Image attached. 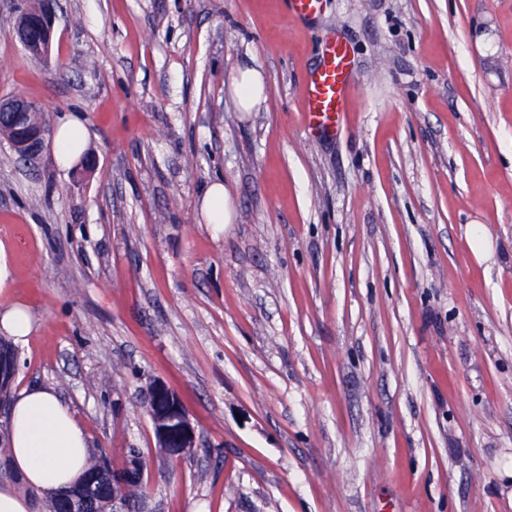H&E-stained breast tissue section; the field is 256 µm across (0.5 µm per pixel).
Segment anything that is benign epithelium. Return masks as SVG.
<instances>
[{
  "instance_id": "benign-epithelium-1",
  "label": "benign epithelium",
  "mask_w": 512,
  "mask_h": 512,
  "mask_svg": "<svg viewBox=\"0 0 512 512\" xmlns=\"http://www.w3.org/2000/svg\"><path fill=\"white\" fill-rule=\"evenodd\" d=\"M54 3L44 0L41 14L40 38L34 40L30 34L31 17L26 11L18 12L13 27L17 42L35 54L50 59L54 43ZM32 112L30 100L21 95L0 98V116H5L17 131L10 141V147L17 158L34 164L42 156L49 141L50 131L29 122ZM149 393L155 396V403L147 409L154 432L164 447L171 449L170 457L181 459L192 454L198 447L197 430L178 394L174 393L161 379L153 380Z\"/></svg>"
}]
</instances>
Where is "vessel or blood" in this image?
<instances>
[{"label": "vessel or blood", "mask_w": 512, "mask_h": 512, "mask_svg": "<svg viewBox=\"0 0 512 512\" xmlns=\"http://www.w3.org/2000/svg\"><path fill=\"white\" fill-rule=\"evenodd\" d=\"M350 49L331 41L325 46L319 68L307 79L304 94L309 122L316 128L333 132L344 116Z\"/></svg>", "instance_id": "obj_1"}]
</instances>
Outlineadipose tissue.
I'll return each mask as SVG.
<instances>
[{
    "label": "adipose tissue",
    "mask_w": 512,
    "mask_h": 512,
    "mask_svg": "<svg viewBox=\"0 0 512 512\" xmlns=\"http://www.w3.org/2000/svg\"><path fill=\"white\" fill-rule=\"evenodd\" d=\"M82 119H62L55 132L56 156L70 165L86 148ZM14 465L36 490H65L84 471L88 447L84 427L51 389L30 388L14 396L12 419Z\"/></svg>",
    "instance_id": "ef3b65f1"
}]
</instances>
